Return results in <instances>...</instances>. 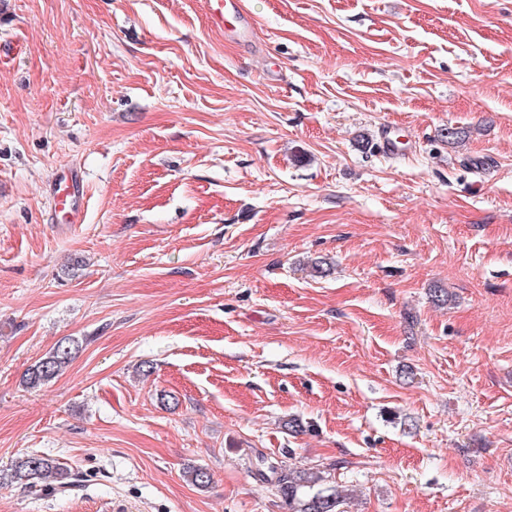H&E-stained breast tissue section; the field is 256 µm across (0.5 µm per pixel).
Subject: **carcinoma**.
Returning a JSON list of instances; mask_svg holds the SVG:
<instances>
[{
    "label": "carcinoma",
    "instance_id": "cac0c4a2",
    "mask_svg": "<svg viewBox=\"0 0 512 512\" xmlns=\"http://www.w3.org/2000/svg\"><path fill=\"white\" fill-rule=\"evenodd\" d=\"M77 351L78 345L73 339L57 342L28 369L26 385L35 388L59 377ZM256 472L276 486L288 506V512H344L341 509L344 495L336 486L325 484L320 476L294 470L282 460L264 456L257 460ZM10 481L30 488L50 481L56 484L57 489L65 491L76 483L77 478L55 459L31 454L15 461Z\"/></svg>",
    "mask_w": 512,
    "mask_h": 512
}]
</instances>
